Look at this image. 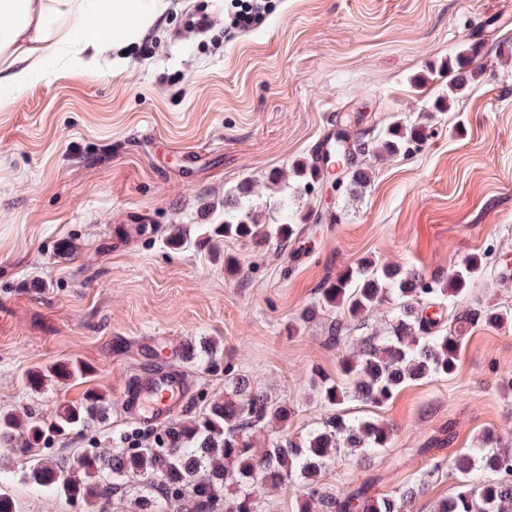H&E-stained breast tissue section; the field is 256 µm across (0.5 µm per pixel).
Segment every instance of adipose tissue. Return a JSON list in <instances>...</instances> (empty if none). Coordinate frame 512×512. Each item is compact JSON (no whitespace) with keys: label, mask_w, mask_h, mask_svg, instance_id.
Listing matches in <instances>:
<instances>
[{"label":"adipose tissue","mask_w":512,"mask_h":512,"mask_svg":"<svg viewBox=\"0 0 512 512\" xmlns=\"http://www.w3.org/2000/svg\"><path fill=\"white\" fill-rule=\"evenodd\" d=\"M165 0H0V108L60 69L94 72L110 46L137 38Z\"/></svg>","instance_id":"1"}]
</instances>
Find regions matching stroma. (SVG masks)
<instances>
[{
    "mask_svg": "<svg viewBox=\"0 0 512 512\" xmlns=\"http://www.w3.org/2000/svg\"><path fill=\"white\" fill-rule=\"evenodd\" d=\"M273 3L244 31L224 23L230 0H170L126 45L123 70L63 72L0 109V410H38L44 452L117 447L124 381L165 348L194 384L178 420L201 414L232 385L189 360L205 340L290 405L289 432L317 426L315 372L342 380V358L385 335L392 306L346 321L337 344L328 314L301 316L365 259L434 278L483 253L486 274L461 309L512 308V281L497 275L512 265V0ZM471 48L484 75L431 113L408 153L361 158L370 180L358 192L331 175L292 194L300 232L289 243L195 245L242 186L260 222L280 220L284 181L332 123L372 136L419 123L448 82L440 68ZM118 224L135 230L114 237ZM72 361L86 366L81 378L32 388L34 373ZM511 378L512 328L470 327L453 377L413 383L383 407L346 404L393 424L391 445L367 460L340 452L321 486L388 493L478 435L512 431ZM89 390L106 397V417L79 437L55 433L57 410ZM0 491L17 512H74L23 479L4 446Z\"/></svg>",
    "mask_w": 512,
    "mask_h": 512,
    "instance_id": "35a3bbf8",
    "label": "stroma"
}]
</instances>
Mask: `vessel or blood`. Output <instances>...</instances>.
Here are the masks:
<instances>
[{"label": "vessel or blood", "mask_w": 512, "mask_h": 512, "mask_svg": "<svg viewBox=\"0 0 512 512\" xmlns=\"http://www.w3.org/2000/svg\"><path fill=\"white\" fill-rule=\"evenodd\" d=\"M189 390L187 377L176 369L159 368L145 376L131 374L124 385L125 412L141 423L165 422L184 404Z\"/></svg>", "instance_id": "obj_1"}]
</instances>
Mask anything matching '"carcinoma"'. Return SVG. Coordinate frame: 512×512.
<instances>
[{"instance_id":"carcinoma-1","label":"carcinoma","mask_w":512,"mask_h":512,"mask_svg":"<svg viewBox=\"0 0 512 512\" xmlns=\"http://www.w3.org/2000/svg\"><path fill=\"white\" fill-rule=\"evenodd\" d=\"M479 74L473 57L460 56L448 67L446 98L454 100ZM419 136L418 126L393 123L379 133L374 150L389 156L405 153ZM294 174L298 189H307L321 178L310 162L295 167ZM368 181L365 169L353 168L347 186L356 192ZM280 210L281 223L261 224L241 191L224 204V222L216 225L213 235L256 243L275 237L286 244L297 225L292 223L288 200L280 203ZM486 265L484 257L472 256L445 278L428 279L399 265L366 260L321 288L317 304L306 313L310 318L320 311L336 315L329 336L335 344L342 339L345 319L361 317L387 299L393 302V315L387 336L361 338L357 353L344 359L342 370L350 379L349 386L316 375L325 415L301 437L279 434L257 447L253 433L272 422L288 427L291 409L238 378L232 393L210 403L201 415L164 428V453L135 443L138 431L134 427L122 438L127 447L112 449L109 457L85 451L46 456L35 448L44 425L32 411L21 417L0 411V443L11 445L15 436L24 437L25 447L16 449L23 459L22 476L84 508L100 504L105 487L115 492L134 478L140 512H162L168 502L185 497L190 512H218L221 506L224 512H256L260 490L292 484L301 492L299 512H405L446 468L456 476L455 490L438 500L433 512H512V440L494 433L479 437L473 448L446 465L432 463L413 482L390 493L374 495L361 488L338 499L319 485L322 471L334 463L340 449L351 448L369 458L390 447L392 426L380 420L345 417L341 411L345 401L361 398L381 407L409 384L453 376L462 349L457 325L464 318L493 328L512 326L511 310L486 305L465 314L459 311V298ZM430 309L435 310L432 316ZM190 358L208 369L222 365L224 374L232 373L223 349L216 346L203 345ZM105 404V396L89 392L58 411L53 429L64 436L87 428ZM226 488L231 496L222 499L220 492Z\"/></svg>"}]
</instances>
